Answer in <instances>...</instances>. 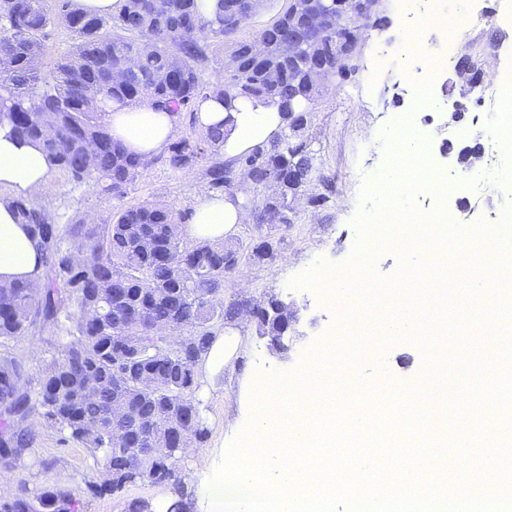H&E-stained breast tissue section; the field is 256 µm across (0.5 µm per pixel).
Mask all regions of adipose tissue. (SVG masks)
<instances>
[{
	"label": "adipose tissue",
	"instance_id": "obj_1",
	"mask_svg": "<svg viewBox=\"0 0 512 512\" xmlns=\"http://www.w3.org/2000/svg\"><path fill=\"white\" fill-rule=\"evenodd\" d=\"M177 120V115L154 110L144 103H115L105 116L113 140L145 164L152 163L168 145ZM196 120L202 127L222 129L221 151L228 158L249 154L254 148L275 141L285 126L277 106L259 100H238L229 108L212 98L200 104ZM50 172V163L37 144L18 143L11 138L8 128L0 126V190L10 191L12 197L40 196ZM248 191L245 183L231 196L199 189L187 223L178 227L179 234L198 240H224L249 220L241 205ZM44 272L36 241L27 227L19 223L9 199L1 198L0 284L23 280L39 286Z\"/></svg>",
	"mask_w": 512,
	"mask_h": 512
}]
</instances>
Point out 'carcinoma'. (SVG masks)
Returning a JSON list of instances; mask_svg holds the SVG:
<instances>
[{"label":"carcinoma","mask_w":512,"mask_h":512,"mask_svg":"<svg viewBox=\"0 0 512 512\" xmlns=\"http://www.w3.org/2000/svg\"><path fill=\"white\" fill-rule=\"evenodd\" d=\"M284 2L272 21L243 38L240 31L256 15L245 0L236 9L230 0H215L208 14L197 0H163L160 8L155 0H119L109 16L90 15L77 0H0V122L17 139L39 144L51 168L75 184L120 197L144 166L112 141L104 121L110 102L147 103L177 115L213 96L276 103L286 125L272 144L226 162L223 134L206 129L171 143L166 161L175 169L206 164L214 189L231 187L230 167L239 166L250 182L272 190L263 221L289 224L301 189L327 180L310 144L292 136L293 112L313 111L321 90L305 81L315 50L288 42V18L319 5L326 43L353 35L358 21L336 14L333 0ZM55 25L72 44L45 74L43 37ZM257 40L264 45L260 57L251 54ZM214 41L224 59L238 60L223 70L221 83L201 76ZM116 70L127 80L113 87L108 76ZM290 165L312 168L314 180L303 188L286 178L268 182ZM11 204L42 248L46 283L38 290L23 281L0 285V343L26 335L38 321L54 328L60 343L34 390L21 361L0 355V468H17L40 417L58 426L63 440L91 449L102 466L84 499L146 483L178 484V459L207 434L196 365L213 328L233 318L235 309L224 308L221 297L240 250L186 243L176 232L180 213L169 205L139 203L110 224H58L34 199L14 197ZM174 323L186 332L175 346L162 334ZM122 427L131 438L121 446ZM83 509V499L58 484L33 493L20 482L0 496V512Z\"/></svg>","instance_id":"cac0c4a2"}]
</instances>
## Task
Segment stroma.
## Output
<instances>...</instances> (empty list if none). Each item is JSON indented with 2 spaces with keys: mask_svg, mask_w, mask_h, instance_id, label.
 <instances>
[{
  "mask_svg": "<svg viewBox=\"0 0 512 512\" xmlns=\"http://www.w3.org/2000/svg\"><path fill=\"white\" fill-rule=\"evenodd\" d=\"M477 6L487 22L481 31L459 45V52L479 61L488 44L512 49V21L501 19L505 10L512 7V0H478ZM383 15L381 28L368 30L362 36L365 51L359 70L348 80L326 83L303 134L330 184L323 201L313 206L298 200L292 223L272 230L257 221L264 191L251 192L250 221L225 239L226 245L246 249L269 236L276 248L274 259L244 258L225 277V307L274 295L288 303L298 321L287 350L278 352L259 336L254 322L242 325L234 318L225 320V327L239 329L243 342L234 369L202 383L196 393L208 429L206 447L232 444L248 426L252 416L250 389L255 382L275 372H291L324 336L345 331V323L337 320L330 308L337 298L334 289H295L290 282L315 262L341 266L353 258L358 240L354 221L365 208L363 191L367 180L384 165L381 130L393 123L397 113H409L413 128L426 140L431 164L459 173L468 169L459 160L461 149L475 144L486 146L494 133L492 125L483 120L476 99L467 98L468 88L455 71L433 67L434 56L448 47L445 29L428 25L417 30V37L429 46L428 53L417 56L405 69L386 66L373 56L370 43L385 44L390 55L396 56L403 50L406 31L392 8H385ZM463 101L468 102L469 110L463 119H454L453 114ZM500 150L499 161L489 170L487 187L480 195H471L464 188L454 189L453 206L459 223L471 226L489 220L492 213L512 203V145L501 144ZM207 184L203 167L174 170L159 156L141 171L123 197L96 195L87 186L75 185L67 173L59 170L51 171L43 197L57 223L91 217L96 223L108 224L121 210L146 201L172 205L182 216H189L198 189ZM366 338L371 354L357 363L361 390H368L382 375L400 388L422 381L426 362L418 344L407 340L383 348L374 332H367ZM56 347V333L38 325L27 336L5 344L4 349L22 360L25 376L34 387L45 365L55 356ZM100 471L90 449L62 442L57 427L46 423L21 466L10 476L34 491L58 483L78 494L87 483L98 479Z\"/></svg>",
  "mask_w": 512,
  "mask_h": 512,
  "instance_id": "1",
  "label": "stroma"
}]
</instances>
